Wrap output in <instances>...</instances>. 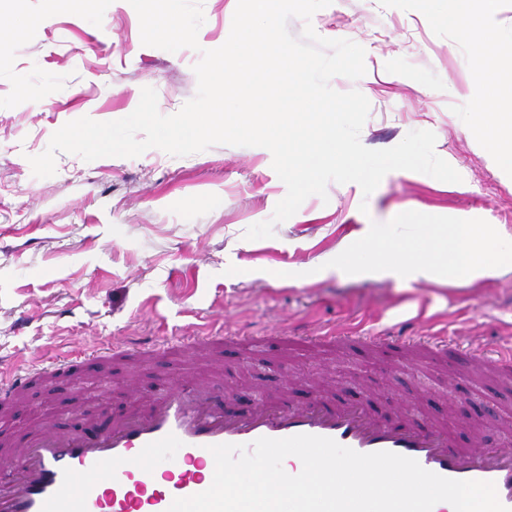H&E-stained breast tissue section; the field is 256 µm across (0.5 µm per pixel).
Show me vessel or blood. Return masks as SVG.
Instances as JSON below:
<instances>
[{
    "label": "vessel or blood",
    "instance_id": "vessel-or-blood-1",
    "mask_svg": "<svg viewBox=\"0 0 512 512\" xmlns=\"http://www.w3.org/2000/svg\"><path fill=\"white\" fill-rule=\"evenodd\" d=\"M253 342L250 336L200 333L186 346L218 362L225 347ZM281 344L289 349L393 346L401 360L424 355L444 366L449 357H457V365L451 366L455 376L473 380L487 373L480 346L460 350L443 336L400 338L390 327L371 334L310 336L299 331L282 336ZM170 349L167 343L130 336L106 354L140 361ZM70 368L62 362L15 374L0 382V399L19 397L34 379L52 383ZM102 411L105 422L89 421L83 431L64 430L46 420L23 441L0 447V512H167L174 499L210 487L198 469L213 464L211 446L300 434L327 437L360 453H397L449 479L493 482L501 504L512 510V448L488 445L479 432L474 447H454L446 433L402 417L386 420L361 397L340 407L318 394L299 405L265 401L245 411H227L194 379L149 402L132 401L119 412L103 400Z\"/></svg>",
    "mask_w": 512,
    "mask_h": 512
}]
</instances>
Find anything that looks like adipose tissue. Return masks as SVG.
I'll list each match as a JSON object with an SVG mask.
<instances>
[{
  "mask_svg": "<svg viewBox=\"0 0 512 512\" xmlns=\"http://www.w3.org/2000/svg\"><path fill=\"white\" fill-rule=\"evenodd\" d=\"M450 26L464 41H481L482 33L497 12L499 0H442ZM480 72L492 71L499 81L494 97L507 108L494 113L492 125H478L474 132L492 138L498 165L512 171V57L483 43ZM369 269L388 276L428 277L442 271L449 279H477L512 270V239L482 224H416L407 237L384 236L363 252Z\"/></svg>",
  "mask_w": 512,
  "mask_h": 512,
  "instance_id": "ef3b65f1",
  "label": "adipose tissue"
}]
</instances>
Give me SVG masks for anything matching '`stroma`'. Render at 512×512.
<instances>
[{"mask_svg": "<svg viewBox=\"0 0 512 512\" xmlns=\"http://www.w3.org/2000/svg\"><path fill=\"white\" fill-rule=\"evenodd\" d=\"M237 0H203L199 50L171 53L141 42L129 0H97L92 10L56 9L52 0H0V15L23 28L0 49V373L61 359L79 347L123 336H187L229 328L276 337L291 329L372 331L402 325L484 348L512 341V271L474 282L394 278L329 267L354 237L414 223L488 224L512 235V172L495 162L469 124L491 82L475 79L473 44L457 41L432 0H333L317 11L318 35L365 50L358 80L331 79L370 103L360 133L370 149L394 147L429 130L435 151L462 177L388 173L371 195L354 183H329L275 226L269 239L246 240L269 220L287 189L262 147L215 145L184 157L152 148L136 158L92 162L58 153L56 172L35 177L29 159L52 134L82 117L114 121L156 90L172 115L197 90L200 49L223 45ZM367 211H360V204ZM126 368L107 363L46 389L0 414V434L43 418L70 424L97 410L101 397L128 402ZM294 401L323 390L336 402L361 392L389 408L411 400L412 417L445 426L462 446L466 423L493 428L512 415V389L494 380L471 385L423 361L389 371L383 359L353 353L283 351L276 344L225 351L206 378L219 399L273 395L283 377Z\"/></svg>", "mask_w": 512, "mask_h": 512, "instance_id": "1", "label": "stroma"}]
</instances>
